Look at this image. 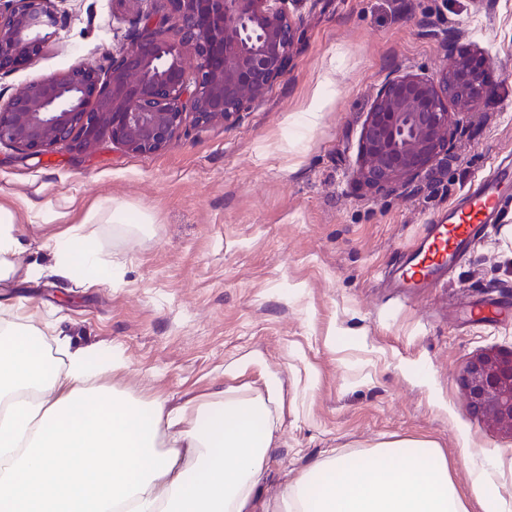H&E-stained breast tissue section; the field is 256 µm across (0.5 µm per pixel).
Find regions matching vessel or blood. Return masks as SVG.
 <instances>
[{
    "label": "vessel or blood",
    "instance_id": "vessel-or-blood-1",
    "mask_svg": "<svg viewBox=\"0 0 512 512\" xmlns=\"http://www.w3.org/2000/svg\"><path fill=\"white\" fill-rule=\"evenodd\" d=\"M511 184L512 169L505 166L478 179L429 224L418 250L396 262L389 273L393 287L409 293L448 271L488 226L500 223Z\"/></svg>",
    "mask_w": 512,
    "mask_h": 512
}]
</instances>
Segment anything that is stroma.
I'll use <instances>...</instances> for the list:
<instances>
[{"label": "stroma", "mask_w": 512, "mask_h": 512, "mask_svg": "<svg viewBox=\"0 0 512 512\" xmlns=\"http://www.w3.org/2000/svg\"><path fill=\"white\" fill-rule=\"evenodd\" d=\"M66 8L43 53L0 76V95L85 59L108 63L128 43L134 14L112 0ZM302 30L290 72L249 111L186 124L161 151L105 136L83 153L24 160L0 144V207L18 228L19 265H51L55 235L90 216L112 263L111 283L91 288L17 277L0 284V304L80 345L122 348L130 367L112 383L144 400L279 377L283 419L260 503L332 451L404 437L436 442L463 495L465 448L501 457L512 490V436L471 408L459 381L473 358L512 350V208L414 299L380 286L476 177L512 162V0H321ZM452 46L490 56L493 96L459 127L447 164L365 185L355 171L379 88L438 74ZM114 207L146 214L150 233L108 223ZM485 301L494 318L473 321Z\"/></svg>", "instance_id": "35a3bbf8"}]
</instances>
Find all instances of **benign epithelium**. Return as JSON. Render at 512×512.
<instances>
[{
    "label": "benign epithelium",
    "mask_w": 512,
    "mask_h": 512,
    "mask_svg": "<svg viewBox=\"0 0 512 512\" xmlns=\"http://www.w3.org/2000/svg\"><path fill=\"white\" fill-rule=\"evenodd\" d=\"M64 0H0V76L39 56ZM139 11L131 43L108 68L87 60L33 80L0 103V144L26 158L57 145L74 152L104 134L136 153L166 148L192 119L226 123L286 77L301 34L296 11L318 0H159ZM490 58L461 56L436 78L384 82L365 120L357 175L388 187L448 157L453 117L494 87ZM470 406L512 435V351L482 354L464 368Z\"/></svg>",
    "instance_id": "7a95c632"
}]
</instances>
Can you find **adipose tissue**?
Returning a JSON list of instances; mask_svg holds the SVG:
<instances>
[{
  "label": "adipose tissue",
  "mask_w": 512,
  "mask_h": 512,
  "mask_svg": "<svg viewBox=\"0 0 512 512\" xmlns=\"http://www.w3.org/2000/svg\"><path fill=\"white\" fill-rule=\"evenodd\" d=\"M14 217L0 209V282L19 269ZM52 271L85 286L112 280V264L85 225L50 245ZM124 351L47 338L0 307V512H255L266 459L280 427L277 381L219 387L179 403L148 402L107 388L124 373ZM471 498L428 439L384 440L332 454L297 476L265 512H506L499 461L464 455Z\"/></svg>",
  "instance_id": "1"
}]
</instances>
